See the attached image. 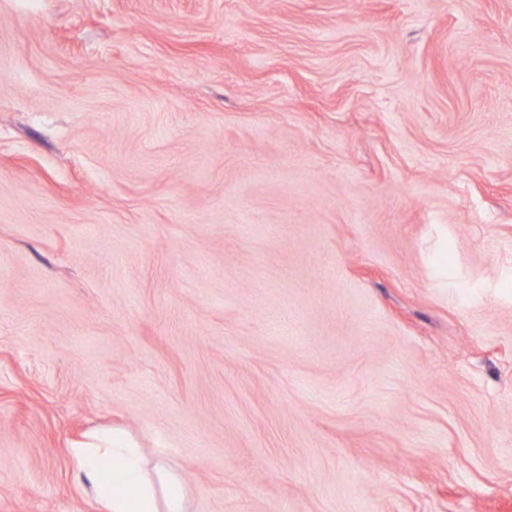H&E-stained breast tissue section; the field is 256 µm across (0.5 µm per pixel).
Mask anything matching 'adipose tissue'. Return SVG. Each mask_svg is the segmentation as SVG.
<instances>
[{"mask_svg":"<svg viewBox=\"0 0 512 512\" xmlns=\"http://www.w3.org/2000/svg\"><path fill=\"white\" fill-rule=\"evenodd\" d=\"M71 456L100 512H190L179 475L163 462L147 464L118 431L92 432Z\"/></svg>","mask_w":512,"mask_h":512,"instance_id":"obj_1","label":"adipose tissue"}]
</instances>
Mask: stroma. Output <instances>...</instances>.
<instances>
[{"label":"stroma","instance_id":"stroma-1","mask_svg":"<svg viewBox=\"0 0 512 512\" xmlns=\"http://www.w3.org/2000/svg\"><path fill=\"white\" fill-rule=\"evenodd\" d=\"M512 512V0H0V512ZM88 439L70 452L99 512H190L179 475L163 462L148 467L139 449L112 429L96 430Z\"/></svg>","mask_w":512,"mask_h":512}]
</instances>
